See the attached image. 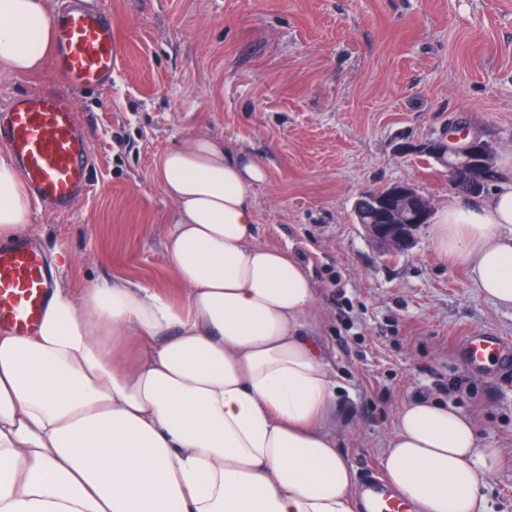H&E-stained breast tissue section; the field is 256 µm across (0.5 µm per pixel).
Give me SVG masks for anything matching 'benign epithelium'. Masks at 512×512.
Wrapping results in <instances>:
<instances>
[{
	"label": "benign epithelium",
	"mask_w": 512,
	"mask_h": 512,
	"mask_svg": "<svg viewBox=\"0 0 512 512\" xmlns=\"http://www.w3.org/2000/svg\"><path fill=\"white\" fill-rule=\"evenodd\" d=\"M419 152L446 167L450 181L465 179L475 190L485 184L487 170L497 154L493 144L457 125L448 126L447 133L420 147ZM368 211L379 213L383 223H363ZM429 211V200L411 183L392 186L385 197L369 192L356 204L358 223L387 254L404 253L413 247L415 232Z\"/></svg>",
	"instance_id": "benign-epithelium-1"
}]
</instances>
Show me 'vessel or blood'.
<instances>
[{"mask_svg": "<svg viewBox=\"0 0 512 512\" xmlns=\"http://www.w3.org/2000/svg\"><path fill=\"white\" fill-rule=\"evenodd\" d=\"M115 21L105 8L74 5L56 27L53 65L76 91L103 87L112 80ZM9 122L0 127V146L20 162L26 185L56 212L70 211L90 187L92 141L76 119L70 97L31 92L11 102ZM48 290L44 259L31 238L0 246V323L18 332L35 326L43 313ZM465 364L485 367L488 355L512 349V342L488 332H475L462 340ZM369 512H407L403 500L385 485L367 489Z\"/></svg>", "mask_w": 512, "mask_h": 512, "instance_id": "b4317fda", "label": "vessel or blood"}]
</instances>
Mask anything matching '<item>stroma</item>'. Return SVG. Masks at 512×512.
Returning <instances> with one entry per match:
<instances>
[{"mask_svg": "<svg viewBox=\"0 0 512 512\" xmlns=\"http://www.w3.org/2000/svg\"><path fill=\"white\" fill-rule=\"evenodd\" d=\"M119 51L109 87L73 93L93 145L91 187L59 214L33 206L60 280L87 288L123 275L179 298L166 262L173 204L158 156L203 133L261 162L256 241L291 249L324 318L317 342L344 415L339 451L356 484L380 477L401 407L420 398L472 417L501 452L484 494L512 512V370L468 369L462 338L512 340V306L484 297L469 270L435 250L433 224L385 254L354 216L366 191L409 182L441 209L446 168L395 147L453 120L512 155V0H104ZM71 93L44 63L0 74V122L16 97Z\"/></svg>", "mask_w": 512, "mask_h": 512, "instance_id": "obj_1", "label": "stroma"}]
</instances>
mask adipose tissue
<instances>
[{
    "mask_svg": "<svg viewBox=\"0 0 512 512\" xmlns=\"http://www.w3.org/2000/svg\"><path fill=\"white\" fill-rule=\"evenodd\" d=\"M55 28L46 0H0V72L39 71ZM154 177L174 203L166 256L184 298L123 277L56 283L33 333L0 330V512H363L312 281L254 241L264 168L200 134ZM495 183L437 213L434 246L512 306V160ZM31 208L0 153V241L27 232ZM500 460L470 418L416 400L382 466L414 512H487Z\"/></svg>",
    "mask_w": 512,
    "mask_h": 512,
    "instance_id": "adipose-tissue-1",
    "label": "adipose tissue"
}]
</instances>
